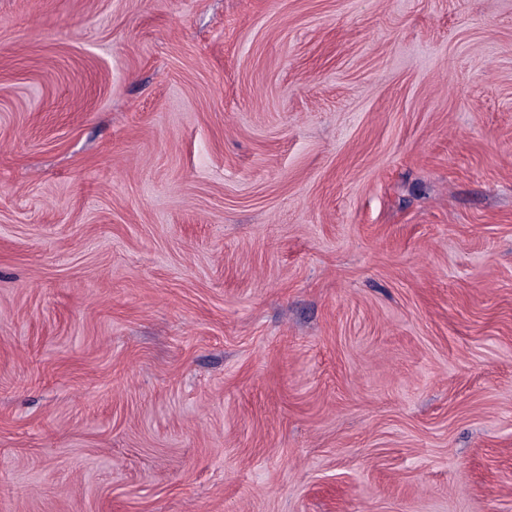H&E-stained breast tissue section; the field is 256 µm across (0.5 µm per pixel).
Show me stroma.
I'll return each instance as SVG.
<instances>
[{"instance_id": "stroma-1", "label": "stroma", "mask_w": 512, "mask_h": 512, "mask_svg": "<svg viewBox=\"0 0 512 512\" xmlns=\"http://www.w3.org/2000/svg\"><path fill=\"white\" fill-rule=\"evenodd\" d=\"M0 512H512V0H0Z\"/></svg>"}]
</instances>
